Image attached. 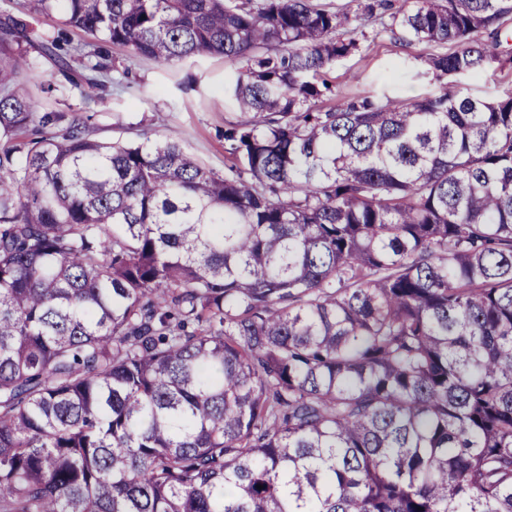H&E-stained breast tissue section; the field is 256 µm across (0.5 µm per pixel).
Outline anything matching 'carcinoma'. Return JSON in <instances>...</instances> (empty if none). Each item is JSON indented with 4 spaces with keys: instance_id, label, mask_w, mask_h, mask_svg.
Returning a JSON list of instances; mask_svg holds the SVG:
<instances>
[{
    "instance_id": "cac0c4a2",
    "label": "carcinoma",
    "mask_w": 512,
    "mask_h": 512,
    "mask_svg": "<svg viewBox=\"0 0 512 512\" xmlns=\"http://www.w3.org/2000/svg\"><path fill=\"white\" fill-rule=\"evenodd\" d=\"M161 64L244 62L218 174L103 143L0 16V512H512V0H410L411 101L316 102L385 0H29ZM65 124L62 134L51 128ZM455 90L461 96L486 97L488 99L504 98L512 92V73L492 67L479 78L465 76L453 77Z\"/></svg>"
}]
</instances>
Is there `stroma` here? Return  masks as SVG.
<instances>
[{"label": "stroma", "mask_w": 512, "mask_h": 512, "mask_svg": "<svg viewBox=\"0 0 512 512\" xmlns=\"http://www.w3.org/2000/svg\"><path fill=\"white\" fill-rule=\"evenodd\" d=\"M25 20L30 48L21 77L30 85L42 111L83 115L88 136L102 142H138L145 136L177 141L201 164L223 172L229 162L224 128L241 118L224 95V81L235 77L241 62L213 56L169 66L109 45L105 48L111 66L108 76L103 86L85 94L65 86L53 61L36 52L43 38L56 35L60 29V15L29 14ZM378 24L375 17L365 21L366 37L359 51L330 72L332 91L323 99L325 106L361 96L410 99L437 91V83L419 75L432 46L405 45L386 35L373 37ZM392 64L412 67L413 72L388 77L387 68ZM452 83L462 96L496 99L512 93V73L494 67L480 77L460 76Z\"/></svg>", "instance_id": "1"}]
</instances>
